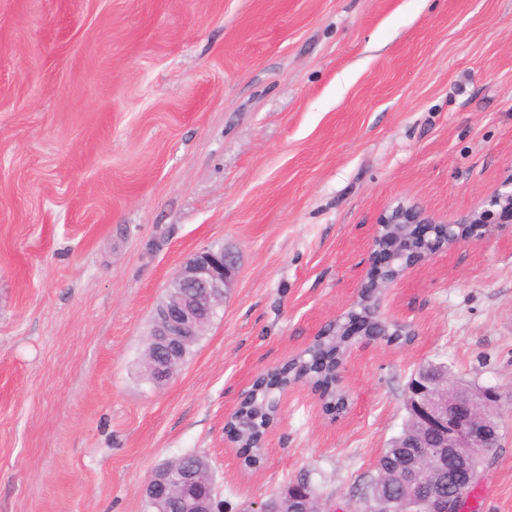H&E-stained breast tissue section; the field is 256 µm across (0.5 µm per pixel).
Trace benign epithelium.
<instances>
[{
    "instance_id": "obj_1",
    "label": "benign epithelium",
    "mask_w": 512,
    "mask_h": 512,
    "mask_svg": "<svg viewBox=\"0 0 512 512\" xmlns=\"http://www.w3.org/2000/svg\"><path fill=\"white\" fill-rule=\"evenodd\" d=\"M512 223V190L490 194L466 224L440 223L414 207L397 205L386 212L380 228L391 233L390 243L373 239V252L383 256L361 290V305L367 315L353 319L366 336L381 338L392 329L412 335L408 326L384 320L373 298L383 286L394 282L408 267L448 249L465 238L483 239L492 235L498 224ZM237 255L224 247L204 248L185 259L155 309L150 336V366L154 384L168 381L182 365L186 346L204 331L224 305L233 288ZM501 393L491 387L474 388L442 380L432 375L415 377L409 384L406 424L415 430L409 444L410 461L401 467L415 495L398 505L391 500L383 512H460L450 510L461 501L468 484L448 482V494L440 492L430 479L434 471L452 468L463 474L474 453L488 454L501 445L499 419L487 408H499ZM145 498L154 502L165 496L181 504L187 512H217L214 507V480L204 482L196 465L178 460L157 467L143 487ZM288 496L296 502L295 512H304L301 502L311 496L308 481L289 487Z\"/></svg>"
}]
</instances>
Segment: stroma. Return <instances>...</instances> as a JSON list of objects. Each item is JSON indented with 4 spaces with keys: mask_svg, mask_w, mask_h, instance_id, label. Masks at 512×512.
<instances>
[{
    "mask_svg": "<svg viewBox=\"0 0 512 512\" xmlns=\"http://www.w3.org/2000/svg\"><path fill=\"white\" fill-rule=\"evenodd\" d=\"M512 182V0H0V512H146L207 457L223 512L308 480L365 512L427 364L498 389L475 493L512 512V228L378 296L407 342L351 336L343 412L301 381L256 464L226 424L255 380L358 309L385 211L458 222ZM238 272L192 356L142 363L194 252Z\"/></svg>",
    "mask_w": 512,
    "mask_h": 512,
    "instance_id": "stroma-1",
    "label": "stroma"
}]
</instances>
